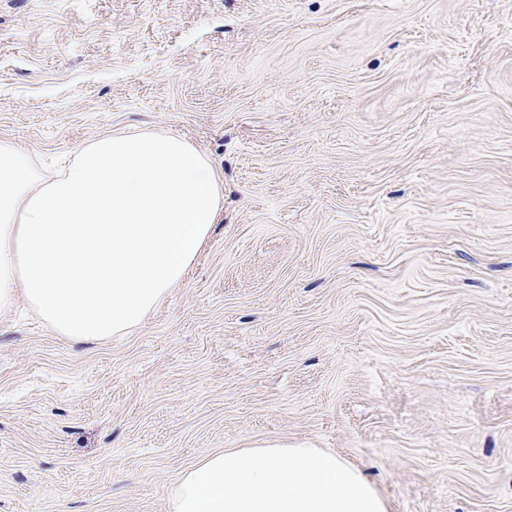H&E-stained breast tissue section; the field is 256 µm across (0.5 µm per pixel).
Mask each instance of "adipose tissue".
<instances>
[{"label": "adipose tissue", "mask_w": 512, "mask_h": 512, "mask_svg": "<svg viewBox=\"0 0 512 512\" xmlns=\"http://www.w3.org/2000/svg\"><path fill=\"white\" fill-rule=\"evenodd\" d=\"M223 183L175 135L94 138L59 173L0 139V311L24 301L76 340L130 333L180 285L216 224ZM169 512H389L335 452L264 444L205 456L169 493Z\"/></svg>", "instance_id": "obj_1"}]
</instances>
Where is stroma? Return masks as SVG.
Masks as SVG:
<instances>
[{"label":"stroma","instance_id":"1","mask_svg":"<svg viewBox=\"0 0 512 512\" xmlns=\"http://www.w3.org/2000/svg\"><path fill=\"white\" fill-rule=\"evenodd\" d=\"M139 130L224 210L127 335L0 311V512H168L266 443L512 512V0H0V139Z\"/></svg>","mask_w":512,"mask_h":512}]
</instances>
